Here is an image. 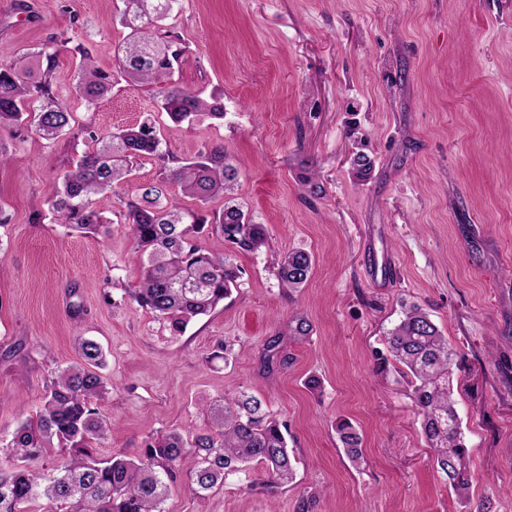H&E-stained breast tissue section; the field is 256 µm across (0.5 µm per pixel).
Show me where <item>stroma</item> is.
<instances>
[{"label": "stroma", "instance_id": "stroma-1", "mask_svg": "<svg viewBox=\"0 0 512 512\" xmlns=\"http://www.w3.org/2000/svg\"><path fill=\"white\" fill-rule=\"evenodd\" d=\"M10 2L0 0V62L68 39L52 83L72 100L77 132L0 131V438L36 415L52 371L78 362L85 336L105 353L99 408L112 430L100 457L134 455L172 430L192 439L208 423L203 404L241 390L287 431L291 483L266 489L256 467L198 497L183 478L165 512H512V0H181L165 21L188 49L174 79L224 102L223 119L181 124L149 87L119 77L94 106L72 99L78 48L116 68L121 0H27L26 12ZM147 119L176 158L223 145L241 165L239 203L269 232L253 253L199 237L243 275L176 335L131 297L141 267L123 213L157 159L96 196L109 235L49 221L91 135ZM360 149L373 160L363 180L351 165ZM311 177L320 196L307 192ZM295 248L313 270L290 294L277 265ZM405 302L458 354L466 507L387 350ZM297 316L308 335H289ZM343 421L361 437V466L339 440Z\"/></svg>", "mask_w": 512, "mask_h": 512}]
</instances>
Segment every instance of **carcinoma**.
Listing matches in <instances>:
<instances>
[{
  "label": "carcinoma",
  "mask_w": 512,
  "mask_h": 512,
  "mask_svg": "<svg viewBox=\"0 0 512 512\" xmlns=\"http://www.w3.org/2000/svg\"><path fill=\"white\" fill-rule=\"evenodd\" d=\"M181 0H123L121 24L129 29L118 72L135 86H149L160 109L175 123L200 117L224 118L222 98L206 99L173 82L184 61L176 36L159 22ZM67 45L42 48L33 61L0 64V130L31 120L35 131L54 140L73 131L67 100L53 93L52 74L57 54ZM74 91L91 106L112 87L114 73L98 67L89 53L79 52ZM101 146L86 152L62 175L61 189L51 204L52 222L96 235L107 220L93 198L128 180L134 163L153 157L160 162L158 178L137 187L136 200L126 204L134 250L144 273L132 298L142 308L183 332L199 316L214 311L237 287L242 270L228 257L194 243L205 229L223 237L238 252H255L266 243V229L246 216L231 198L239 170L229 162L223 145L204 146L191 158L168 165L153 127L143 122L117 129L100 138ZM197 200L194 209L180 206L170 187ZM222 197L220 211H209L210 200ZM313 259L292 250L281 260L282 286L295 292L307 283ZM385 341L390 356L413 376L412 401L421 417V430L435 464L462 498L468 489L469 451L451 387L455 352L430 315L419 305L404 307L402 318ZM81 363L59 370L47 386L42 410L13 432L6 448L22 463L0 469V512H165L169 487L188 474L191 490L203 495L231 473L262 465L272 484L292 481L294 467L281 424L263 402L247 393L226 396L208 408L210 426L186 442L176 431L147 444L140 454L102 459L94 443L110 431L99 403L107 389L97 369L102 347L77 337ZM348 457L361 459V441L348 422L337 426ZM57 444L67 460L49 473L32 469L26 461L43 457Z\"/></svg>",
  "instance_id": "carcinoma-1"
}]
</instances>
